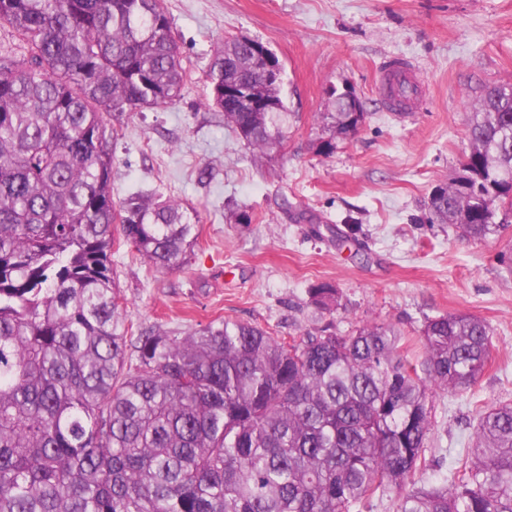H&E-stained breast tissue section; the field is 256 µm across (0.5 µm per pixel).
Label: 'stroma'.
I'll return each instance as SVG.
<instances>
[{"label":"stroma","instance_id":"obj_1","mask_svg":"<svg viewBox=\"0 0 512 512\" xmlns=\"http://www.w3.org/2000/svg\"><path fill=\"white\" fill-rule=\"evenodd\" d=\"M189 76L182 96L159 109L105 115L120 126L112 146V197L144 191L197 210V246L180 269L158 272L127 247L112 252L128 321L185 334L214 320L259 325L276 336L366 324L401 331L422 363L427 319L469 313L493 330L489 367L463 393L431 395V466L441 484L472 447L475 407L512 403V225L501 236L466 240L424 222L436 185L454 177L469 151L467 114L485 87L512 81V0H164ZM247 36L283 67L286 140L256 158L204 104L213 47ZM411 59L426 91L416 112H386L378 74ZM355 91L366 112L358 134L328 157L331 89ZM291 203L284 211L283 203ZM252 221L234 223L232 212ZM361 226L359 244L325 227ZM339 293L318 310L310 288Z\"/></svg>","mask_w":512,"mask_h":512}]
</instances>
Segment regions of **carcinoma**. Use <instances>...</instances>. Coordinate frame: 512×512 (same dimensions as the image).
I'll return each mask as SVG.
<instances>
[{"label": "carcinoma", "mask_w": 512, "mask_h": 512, "mask_svg": "<svg viewBox=\"0 0 512 512\" xmlns=\"http://www.w3.org/2000/svg\"><path fill=\"white\" fill-rule=\"evenodd\" d=\"M158 0H0V512H512V404L476 407L474 447L425 485L430 393L464 392L492 330L432 318L418 373L391 326L298 340L237 320L179 336L129 334L112 249L158 271L185 264L200 216L143 193L112 199L104 113L163 107L188 75ZM205 105L262 156L285 138L280 81L238 37L214 47ZM240 82L276 109L224 103ZM354 136L348 94L322 116ZM462 173L431 193L428 223L497 236L512 220V82L468 117ZM312 302L336 308L321 284Z\"/></svg>", "instance_id": "1"}]
</instances>
